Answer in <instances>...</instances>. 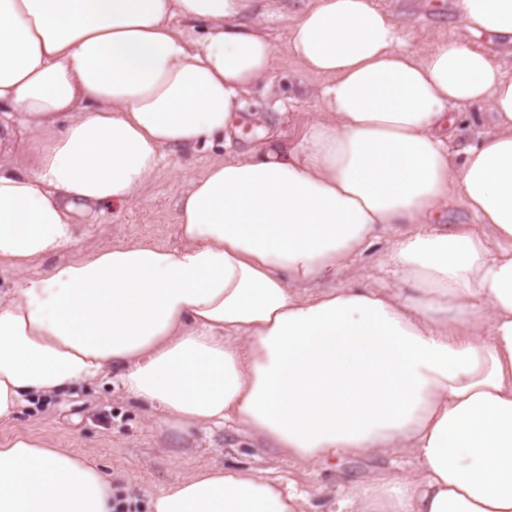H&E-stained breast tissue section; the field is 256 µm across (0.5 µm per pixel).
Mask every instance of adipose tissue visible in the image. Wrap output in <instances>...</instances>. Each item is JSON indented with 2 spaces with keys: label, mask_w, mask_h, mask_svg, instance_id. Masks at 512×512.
<instances>
[{
  "label": "adipose tissue",
  "mask_w": 512,
  "mask_h": 512,
  "mask_svg": "<svg viewBox=\"0 0 512 512\" xmlns=\"http://www.w3.org/2000/svg\"><path fill=\"white\" fill-rule=\"evenodd\" d=\"M0 0V421L117 372L165 426L235 420L283 456L414 448L417 474L344 487L349 512H512V71L440 41L417 55L372 0ZM512 55V0H454ZM201 23L190 38L180 21ZM322 77V117L188 177L170 250L76 243L164 150L213 146L277 52ZM491 128L453 150L464 108ZM458 198L477 227L431 231ZM408 225L393 288L309 290ZM41 266L29 275L32 266ZM112 477L41 437L0 441V512H113ZM152 512H303L261 473L205 468Z\"/></svg>",
  "instance_id": "1"
}]
</instances>
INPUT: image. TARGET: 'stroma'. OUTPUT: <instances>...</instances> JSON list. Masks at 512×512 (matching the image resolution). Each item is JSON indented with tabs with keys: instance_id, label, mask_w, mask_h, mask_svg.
<instances>
[{
	"instance_id": "obj_1",
	"label": "stroma",
	"mask_w": 512,
	"mask_h": 512,
	"mask_svg": "<svg viewBox=\"0 0 512 512\" xmlns=\"http://www.w3.org/2000/svg\"><path fill=\"white\" fill-rule=\"evenodd\" d=\"M374 2L399 17L412 50L425 52L440 39L454 38L493 54L498 51L494 42L474 35L458 18L453 0ZM320 83L319 77L299 73L291 58L277 53L270 85H258L247 96L239 121L225 131L223 143L167 152L154 183L130 207L77 211L79 242L112 247L151 239L171 249L181 248L175 224L176 202L186 187L183 174L201 175L211 162L247 152L269 137L299 140L321 115L316 93ZM396 234V228H383L370 251L355 258L351 270L333 280V287L354 280L392 286V274L378 259L387 253ZM17 435L48 438L54 447L94 461L111 474L114 493L130 502V512H150L154 495L176 478L206 466L265 472L303 493L308 499L306 512H336L339 486L374 473L405 478L418 469L407 449L343 458L330 467L298 464L264 447L234 421L221 427L170 429L161 424L159 414L147 412L128 397L119 381L104 377L23 405L12 420L0 422V440Z\"/></svg>"
}]
</instances>
